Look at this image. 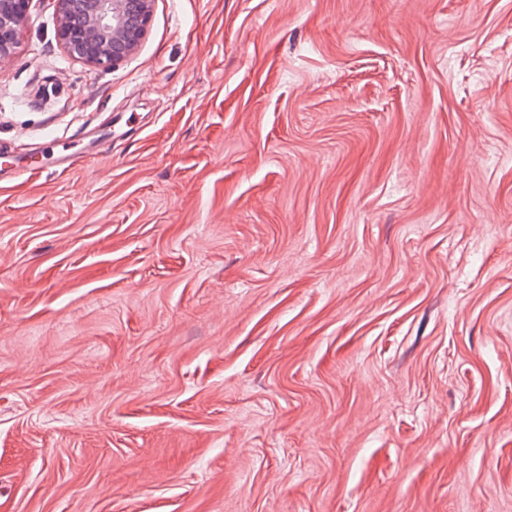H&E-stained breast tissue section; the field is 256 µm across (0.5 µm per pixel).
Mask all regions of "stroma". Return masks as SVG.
Segmentation results:
<instances>
[{
	"mask_svg": "<svg viewBox=\"0 0 512 512\" xmlns=\"http://www.w3.org/2000/svg\"><path fill=\"white\" fill-rule=\"evenodd\" d=\"M0 512H512V0H155L0 61ZM57 39L70 56L114 67L143 40L154 0H52Z\"/></svg>",
	"mask_w": 512,
	"mask_h": 512,
	"instance_id": "stroma-1",
	"label": "stroma"
}]
</instances>
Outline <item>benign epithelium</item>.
<instances>
[{
  "instance_id": "obj_1",
  "label": "benign epithelium",
  "mask_w": 512,
  "mask_h": 512,
  "mask_svg": "<svg viewBox=\"0 0 512 512\" xmlns=\"http://www.w3.org/2000/svg\"><path fill=\"white\" fill-rule=\"evenodd\" d=\"M32 0H0V60L10 58ZM57 39L70 56L109 67L143 40L154 0H52Z\"/></svg>"
}]
</instances>
